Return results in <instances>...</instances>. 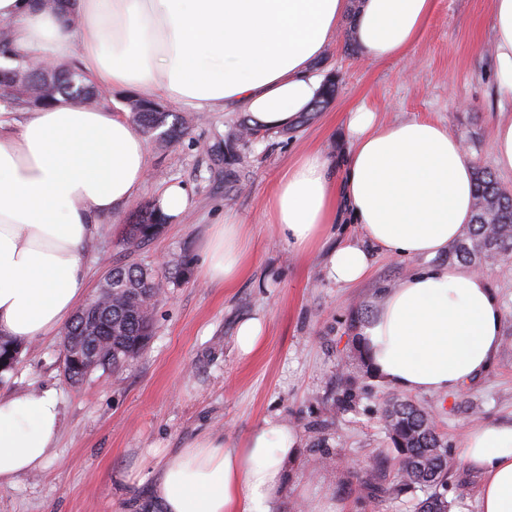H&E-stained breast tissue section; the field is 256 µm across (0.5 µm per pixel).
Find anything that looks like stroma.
Listing matches in <instances>:
<instances>
[{
    "instance_id": "35a3bbf8",
    "label": "stroma",
    "mask_w": 512,
    "mask_h": 512,
    "mask_svg": "<svg viewBox=\"0 0 512 512\" xmlns=\"http://www.w3.org/2000/svg\"><path fill=\"white\" fill-rule=\"evenodd\" d=\"M491 2L437 0L420 41L406 57L384 63L364 62L336 40L318 67L341 79L334 100L303 127L273 130L242 147L232 166L216 147L245 112L167 102L169 111L191 117L187 134L174 142L147 138L145 187L101 222L85 254L93 292L113 263L128 258L157 271L161 291L151 338L129 366L76 386L63 375L60 337L25 347L13 375L0 383V396L54 391L62 427L36 474L0 488V512H157L150 496L153 449L173 452L207 431L238 443L272 414L299 437L280 512L308 504L334 512H410L411 495L388 491L398 465L380 417L384 401L398 391L370 375L355 336L382 294L422 262L377 251L362 282L332 283L323 254H294L265 224L263 208L301 153L345 154L347 117L360 107L385 123L413 116L441 122L473 164L493 168L494 129L512 117V97L496 87ZM170 184L185 187L191 199L181 222L163 224L142 249L125 254L130 216ZM229 214L249 231L252 263L224 288L204 278L202 244ZM484 274L503 308L496 361L459 393L412 396L430 409L455 454L472 427L512 419V261ZM253 316L265 319L264 339L243 357L236 331ZM349 376L353 398L344 406L339 398ZM479 490V475L458 462L442 492L450 512H479Z\"/></svg>"
}]
</instances>
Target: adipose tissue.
Instances as JSON below:
<instances>
[{
  "label": "adipose tissue",
  "mask_w": 512,
  "mask_h": 512,
  "mask_svg": "<svg viewBox=\"0 0 512 512\" xmlns=\"http://www.w3.org/2000/svg\"><path fill=\"white\" fill-rule=\"evenodd\" d=\"M349 0H0L15 51L78 65L95 84L150 91L198 108L237 106L269 129L291 126L321 95L313 64L335 38ZM436 0H360L356 42L370 63L405 55ZM496 79L512 94V0H492ZM352 147L332 164L297 158L264 211L289 248L320 247L332 225L361 236L330 249L327 280L364 279L374 249L431 258L474 212V169L459 140L418 117L379 123L350 112ZM147 146L123 114L60 99L23 121L0 113V335L29 343L59 333L87 285L85 249L100 221L146 180ZM207 279L230 286L251 264L245 227L214 229ZM503 314L487 280L461 265L422 267L384 293L357 337L370 370L406 393L445 397L494 363ZM61 413L51 391L0 397V487L37 471L55 448ZM296 432L265 417L239 445L205 432L176 453L154 449L158 512H277ZM462 463L481 475L480 512H512V421L473 428Z\"/></svg>",
  "instance_id": "adipose-tissue-1"
}]
</instances>
